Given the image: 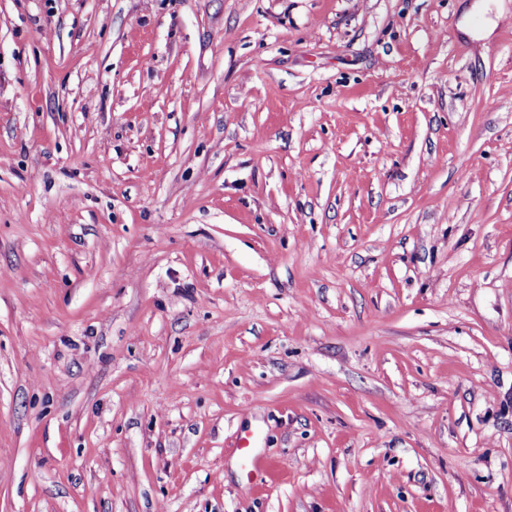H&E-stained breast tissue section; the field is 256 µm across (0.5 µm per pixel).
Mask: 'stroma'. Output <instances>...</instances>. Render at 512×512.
<instances>
[{
	"instance_id": "1",
	"label": "stroma",
	"mask_w": 512,
	"mask_h": 512,
	"mask_svg": "<svg viewBox=\"0 0 512 512\" xmlns=\"http://www.w3.org/2000/svg\"><path fill=\"white\" fill-rule=\"evenodd\" d=\"M0 512H512V0H0Z\"/></svg>"
}]
</instances>
